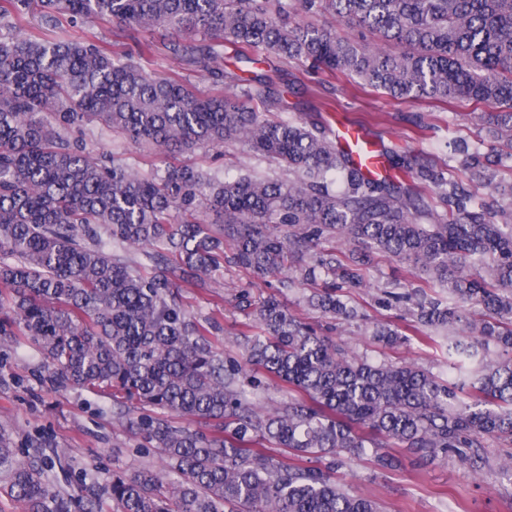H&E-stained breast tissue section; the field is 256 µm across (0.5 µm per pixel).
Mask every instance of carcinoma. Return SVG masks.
<instances>
[{
  "mask_svg": "<svg viewBox=\"0 0 512 512\" xmlns=\"http://www.w3.org/2000/svg\"><path fill=\"white\" fill-rule=\"evenodd\" d=\"M33 1L52 24L68 16L124 32L162 27L175 54L224 77V88L201 95L152 76L118 42L107 48L91 34L0 33V310L59 383L147 407L131 426L173 475L167 484L149 469L105 485L83 478L63 492L45 455L0 429V494L25 512H98L104 496L117 512H382L336 477L366 448L381 466L397 462L388 449L406 448L479 469L487 440L512 441V182L466 144L446 175L405 159L406 186L367 177L321 129L257 111L252 102L270 95L220 68L228 45L242 59L262 49L398 100L494 105L488 137L512 143V0H0V22ZM324 14L378 42L307 21ZM88 125L159 151L242 142L288 177L141 172L67 135ZM430 189L446 213H434ZM326 234L350 249L315 257L302 269L307 281L335 270L355 287L360 256L379 251L448 289L446 301L408 297L414 334L448 332V382L352 356L277 298L253 301L247 291L261 333L243 335L245 356L229 359L211 331L221 309L204 324L174 294L173 277L201 286L226 260L277 275ZM130 247L149 264L130 259ZM310 302L357 317L334 288ZM373 336L388 346L408 340L386 326ZM251 365L288 388V403L270 410L245 399L244 387L262 384ZM172 416L202 419L211 433ZM261 439L272 447H254ZM312 458L317 465L304 464Z\"/></svg>",
  "mask_w": 512,
  "mask_h": 512,
  "instance_id": "1",
  "label": "carcinoma"
}]
</instances>
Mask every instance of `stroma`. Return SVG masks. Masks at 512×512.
I'll return each mask as SVG.
<instances>
[{
	"label": "stroma",
	"instance_id": "1",
	"mask_svg": "<svg viewBox=\"0 0 512 512\" xmlns=\"http://www.w3.org/2000/svg\"><path fill=\"white\" fill-rule=\"evenodd\" d=\"M95 33L106 45L122 40L125 52L136 57L141 67L154 76L183 78L204 94L218 89L213 76L172 54L163 31H130L123 35L115 24L103 22ZM146 41L152 42L153 51L143 56L139 46ZM225 65L247 78L269 72L276 84L288 85L287 109L267 106L264 112L268 118L298 120L310 126L331 118L363 125L374 140L390 151L396 163L411 152L442 171L457 145L474 146L486 136L485 126L477 120L485 107L471 101H396L373 89L357 87L341 74L328 76L292 60L274 58L266 66L239 61L231 49L226 52ZM86 140L95 153H123L129 165L144 172L190 165L219 179L248 174L276 178L283 174L276 163L253 154L238 142L189 152H159L128 144L122 135L96 128L87 130ZM311 261L308 255L290 258L282 275L268 277L228 263L212 274L206 290L185 285L178 294L200 320L210 316L214 302H222L224 315L219 320V335L228 357L243 354L238 340L251 313L240 298L246 289L255 297L276 296L318 333L332 337L338 345L369 361L409 362L447 376L445 337L431 342L414 337L393 347L372 338L378 325L403 332L413 324L408 294L423 290L439 298L442 289L428 287L424 279L411 275L406 264L393 257L380 252L369 254L363 285L346 291L359 316L345 322L308 305L310 294L334 280L330 274L321 275L314 282L301 280V266ZM44 363L42 354L16 327L8 325L0 331V428L20 439L40 433L49 438L51 447L64 456L62 465L51 471L59 489L70 490L83 475L104 484L116 471H164L160 450L142 451V439L118 420L123 413L138 415V404L112 398L105 391L57 385L51 382ZM484 454L490 464L478 473L452 456L430 460L402 450L398 453L399 467H379L371 455L365 454L339 469L337 476L354 494L378 499L385 512H512V472L501 467L503 460L512 456V444L488 440Z\"/></svg>",
	"mask_w": 512,
	"mask_h": 512
}]
</instances>
